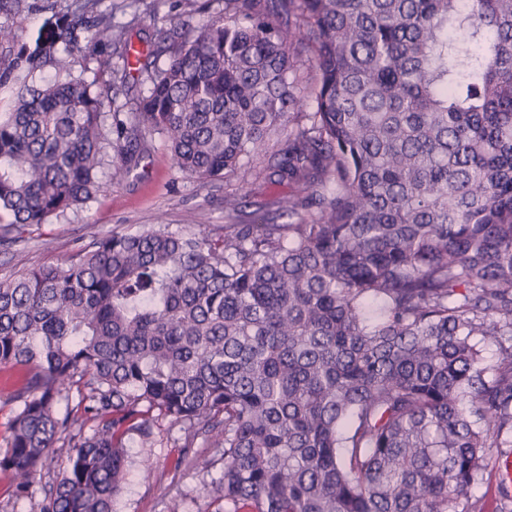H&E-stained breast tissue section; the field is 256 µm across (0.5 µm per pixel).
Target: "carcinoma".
<instances>
[{
	"instance_id": "carcinoma-1",
	"label": "carcinoma",
	"mask_w": 512,
	"mask_h": 512,
	"mask_svg": "<svg viewBox=\"0 0 512 512\" xmlns=\"http://www.w3.org/2000/svg\"><path fill=\"white\" fill-rule=\"evenodd\" d=\"M99 4L32 49L0 25L1 248L94 202L105 149L121 177L152 132L211 180L291 124L255 171L291 191L265 224L228 195L222 234L114 233L0 280V365L30 371L11 499L90 420L38 512H116L125 436L155 448L170 418L215 449L228 512H485L491 449L512 447V0H224L156 30L162 50ZM76 51L150 84L107 130Z\"/></svg>"
}]
</instances>
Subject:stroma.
Instances as JSON below:
<instances>
[{"label": "stroma", "instance_id": "obj_1", "mask_svg": "<svg viewBox=\"0 0 512 512\" xmlns=\"http://www.w3.org/2000/svg\"><path fill=\"white\" fill-rule=\"evenodd\" d=\"M49 0H34L32 9L19 14H0V25L12 26L20 44L34 46L53 12ZM113 7L117 21L128 24V39L143 46L156 28L198 25L222 14L224 0H156L154 8L132 10L123 0H102ZM147 150L138 166L125 177L112 174L111 166L100 172L108 189L89 207L51 218L32 228L14 249L0 250V279L9 278L18 259L31 264L64 262L93 238L112 233H134L158 224L194 233L215 234L224 225V197L243 191L249 208L267 210L270 202L287 195L288 186L235 174L218 180H198L181 173L173 164L162 135H147ZM28 377L26 367L0 365V455L10 445L9 424L17 410L15 393ZM129 475L119 496L117 512H224L217 500L212 476L200 467L183 464V456H207L211 450L195 443L189 451L171 446L143 448L135 435L126 438Z\"/></svg>", "mask_w": 512, "mask_h": 512}]
</instances>
